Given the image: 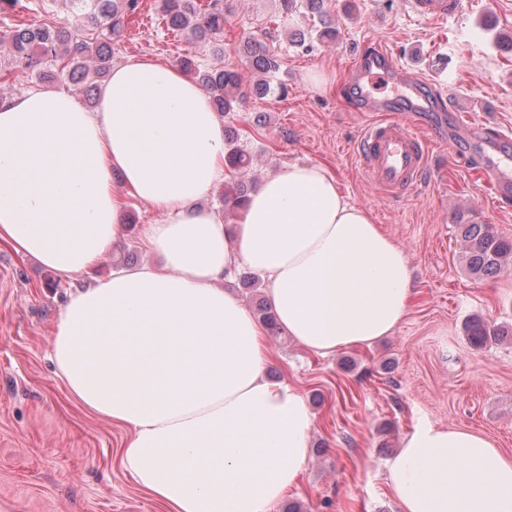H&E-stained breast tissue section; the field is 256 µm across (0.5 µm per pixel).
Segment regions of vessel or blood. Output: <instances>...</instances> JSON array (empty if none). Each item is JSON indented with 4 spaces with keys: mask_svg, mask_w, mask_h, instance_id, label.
I'll use <instances>...</instances> for the list:
<instances>
[{
    "mask_svg": "<svg viewBox=\"0 0 512 512\" xmlns=\"http://www.w3.org/2000/svg\"><path fill=\"white\" fill-rule=\"evenodd\" d=\"M460 7V0H409L411 12L428 20L448 18ZM360 98V111L379 113L357 141V156L370 180L386 196H405L425 178L430 155L429 136H441L442 125H428L424 114L433 101L426 93V81L413 78L396 66L391 55L379 45L365 46L352 71ZM399 87L388 96L386 86ZM482 152L474 168L488 184L499 204H512V160L506 158L503 133L489 134L476 128Z\"/></svg>",
    "mask_w": 512,
    "mask_h": 512,
    "instance_id": "vessel-or-blood-1",
    "label": "vessel or blood"
}]
</instances>
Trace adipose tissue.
<instances>
[{"label":"adipose tissue","mask_w":512,"mask_h":512,"mask_svg":"<svg viewBox=\"0 0 512 512\" xmlns=\"http://www.w3.org/2000/svg\"><path fill=\"white\" fill-rule=\"evenodd\" d=\"M226 174L208 97L150 58L114 66L93 112L64 91L0 102V241L17 253L69 279L122 236L128 198L161 215L154 264L69 294L51 358L80 405L129 429L122 465L168 512H268L308 463L313 414L267 378L263 330L221 286L239 265L321 356L391 334L413 294L402 247L322 165L265 178L234 226L198 205ZM386 470L401 512H512V457L480 432L418 425Z\"/></svg>","instance_id":"1"}]
</instances>
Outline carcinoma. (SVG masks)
Instances as JSON below:
<instances>
[{"mask_svg": "<svg viewBox=\"0 0 512 512\" xmlns=\"http://www.w3.org/2000/svg\"><path fill=\"white\" fill-rule=\"evenodd\" d=\"M74 20L48 24L23 21L0 30V46L9 48L7 66L24 74H35L49 82L67 85L95 103L93 92L112 68V45L123 37L129 19L140 9V0H70ZM166 26L186 36L190 48L176 66L205 91L214 111L233 112L250 96L263 97L270 90L269 78L280 69V59L266 51L263 42L248 37L242 45L246 63L263 78L246 83L235 69L200 68L194 56L207 49L217 54L224 37L228 14L222 0H211L203 8L197 0H158ZM225 168L231 178L224 181V209L243 215L248 202V183L241 174L253 168V158L237 141L226 140ZM462 262L476 279L493 277L512 266V239L495 232L489 224H460ZM470 344L484 348L504 335V330L475 317L465 325Z\"/></svg>", "mask_w": 512, "mask_h": 512, "instance_id": "carcinoma-1", "label": "carcinoma"}]
</instances>
